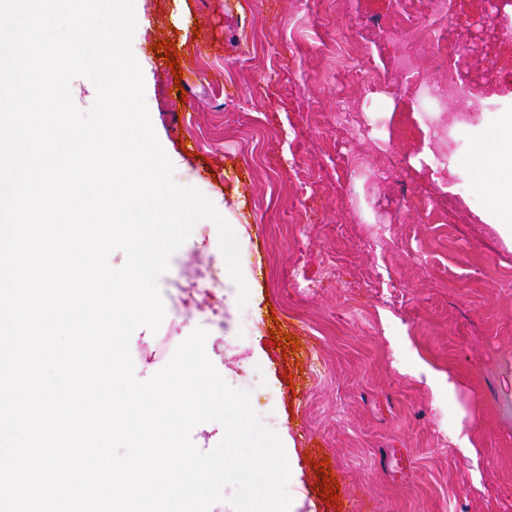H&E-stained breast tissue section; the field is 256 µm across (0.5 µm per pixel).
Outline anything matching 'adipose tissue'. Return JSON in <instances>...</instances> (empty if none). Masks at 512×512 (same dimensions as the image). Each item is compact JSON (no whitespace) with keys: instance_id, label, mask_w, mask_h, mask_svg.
<instances>
[{"instance_id":"1","label":"adipose tissue","mask_w":512,"mask_h":512,"mask_svg":"<svg viewBox=\"0 0 512 512\" xmlns=\"http://www.w3.org/2000/svg\"><path fill=\"white\" fill-rule=\"evenodd\" d=\"M472 192L489 196L494 226L512 246V113H503L491 136L480 142L470 161Z\"/></svg>"}]
</instances>
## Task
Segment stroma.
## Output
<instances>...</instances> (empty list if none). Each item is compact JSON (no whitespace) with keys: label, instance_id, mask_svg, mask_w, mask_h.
I'll return each instance as SVG.
<instances>
[{"label":"stroma","instance_id":"obj_1","mask_svg":"<svg viewBox=\"0 0 512 512\" xmlns=\"http://www.w3.org/2000/svg\"><path fill=\"white\" fill-rule=\"evenodd\" d=\"M316 3L135 0L143 23L131 51L149 64L153 129L176 183L230 211L249 299L239 307L226 289L214 323L207 302L184 294L193 269L224 273L217 226L198 222L160 278L165 319L157 333L137 329L133 362L160 370V338L175 347L199 327L212 335L217 371L294 441L297 512H512V248L481 221L489 201L472 193L464 164L498 114L512 113V21L485 22L508 78L460 72V104L475 120L450 142L442 186L417 160L424 120L397 92L393 47L374 25L400 0H341L330 24L360 72L340 89L342 59L310 40ZM165 39L177 68L153 49ZM370 81L381 92L366 93ZM344 111L358 121L340 135ZM340 152L369 163L337 166ZM401 158L400 184L449 204L447 223L382 202L380 172ZM297 265L318 288L290 285ZM276 328L299 347L271 344ZM320 461L336 501L321 496Z\"/></svg>","mask_w":512,"mask_h":512}]
</instances>
